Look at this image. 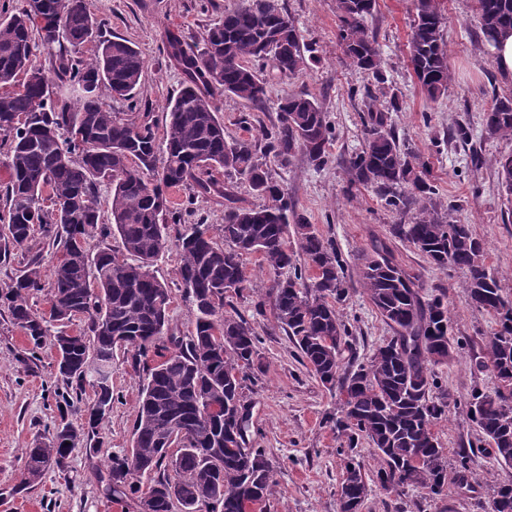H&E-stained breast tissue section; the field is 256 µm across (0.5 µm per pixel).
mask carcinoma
I'll list each match as a JSON object with an SVG mask.
<instances>
[{"mask_svg":"<svg viewBox=\"0 0 512 512\" xmlns=\"http://www.w3.org/2000/svg\"><path fill=\"white\" fill-rule=\"evenodd\" d=\"M481 33L495 47L512 29V0H477ZM375 0H336L340 38L352 64L381 72V57L365 19ZM442 15L436 0H416L411 35V64L424 96H444L451 80ZM41 45L58 49L57 73L64 90L52 96L50 77L33 61L32 32ZM195 49L178 31L168 33L166 54L184 74L179 92L165 108V130L138 123L112 111L101 88L127 101L135 97L144 68L141 54L128 41L105 36L103 23L87 0H27L19 13L0 12V84L13 90L0 95V141L8 145L9 181L0 194V262L12 250L27 251L21 274L8 291L13 324L33 347L56 349L62 381L95 399L88 407L87 431L61 423L54 439L24 450L21 492L45 469H62L78 442H89L112 409V355L131 346L133 365L145 372L134 424L133 445L97 471L104 498L141 512H244V505L267 501L275 482L264 452L248 447L249 403L244 382L255 369L259 338L239 314L224 313L227 295L244 296L251 288L241 256L260 254L269 268H290L287 278L272 281L275 319L320 382L338 392L337 437L355 453L364 438L378 460L376 483L399 496L408 489L439 495L448 485V459L432 431L448 408L434 367L453 358L448 333V304L435 295L425 300L415 281L387 254L369 260L362 274L364 292L394 336L353 370L342 356L351 350L349 331L336 309L346 294L345 266L333 241L311 230L284 190L273 180L267 158L286 165L298 152L320 167L329 159L332 129L319 102L309 95L280 101L278 123L259 136L229 141L212 101L219 89L247 102H262L267 84L256 63L270 60L285 76H294L315 57L305 54L299 30L276 0L252 3L224 13ZM97 43L93 57L69 54ZM364 147L345 163L351 185L371 186L398 211L416 207L403 236L438 267L451 265L469 274L467 300L494 313L497 330L485 337L483 356L474 365L498 381L492 393L477 392L469 402L472 422L488 448L485 452L512 467V301L484 265L485 247L466 224L439 215L433 188L417 169L409 149L388 128L386 112L367 105ZM490 137L512 138V97L495 100L484 114ZM245 180L264 203L240 206L233 182H219L213 171ZM112 186L110 222H102L99 187ZM184 187L192 196L223 199L224 224L211 232L194 224L181 235L180 282L196 307L189 336L168 331L169 288L151 270L166 244L168 226L182 223V210L170 205L166 190ZM48 193L51 207L41 205ZM60 252L50 284L43 280L42 249L34 244V226ZM294 226L303 267L288 250V226ZM118 234L124 255L105 246L95 254L85 240ZM49 288L50 309L39 314L29 297ZM87 330L48 337L47 323L66 324L76 316ZM163 358L157 367L149 353ZM187 429L177 441L179 454L169 461L164 439ZM146 486L138 477L162 468ZM372 492L360 463L345 464L338 512H361ZM486 509L512 512V487L499 486Z\"/></svg>","mask_w":512,"mask_h":512,"instance_id":"1","label":"carcinoma"}]
</instances>
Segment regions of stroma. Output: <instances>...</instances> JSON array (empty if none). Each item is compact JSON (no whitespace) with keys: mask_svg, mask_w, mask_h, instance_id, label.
I'll return each instance as SVG.
<instances>
[{"mask_svg":"<svg viewBox=\"0 0 512 512\" xmlns=\"http://www.w3.org/2000/svg\"><path fill=\"white\" fill-rule=\"evenodd\" d=\"M243 2L89 0L105 33L124 38L141 53L145 64L135 97L149 102L156 132H163L164 108L182 82L166 57V32L181 30L189 45L201 46L206 28ZM278 6L292 17L317 62L290 77L264 64L268 95L259 105L230 93L216 95L224 135L229 140L246 138L272 127L278 101L286 95L307 94L318 100L332 126L329 161L318 167L298 153L287 165L271 163L272 174L298 212L319 235L333 239L342 254L349 292L338 310L351 333L357 361H366L394 334L362 286V271L374 243L389 246L396 263L415 276L422 296H446L457 346L454 360L435 369L449 400L433 430L449 467H456L459 449L477 444L480 436L469 415L471 396L496 386L490 372L471 365L483 338L496 330V318L469 304L466 270L435 266L395 234L405 216L373 188L349 185L344 162L364 145L367 104L381 109L391 96H398L400 108L389 112V127L426 164L439 212L453 223L468 225L484 243L485 265L498 277L504 296L512 299V201L499 179V161L512 155V139L488 137L483 125L493 99L512 96V78L501 76L495 67L493 50L481 35L475 0H439L451 81L436 101L421 92L410 65L415 0H377L365 20L382 56L379 79L346 59L336 0H278ZM245 114L250 117L246 124L240 121ZM461 127L468 129V140L456 138ZM167 197L172 206L189 209V223L215 228L224 221V208L213 199L190 198L181 187L168 189ZM184 231L181 225L168 228L165 247L153 264L157 278L171 289L169 328L178 336L190 335L195 325L194 308L178 278V238ZM242 263L253 289L246 298L225 303L224 310L246 318L260 339L261 369L246 381L244 393L251 405L249 445L263 449L273 470L269 512H337L345 443L328 421L336 411V396L302 363L276 322L267 292L271 272L261 255H243ZM131 356V351L119 349L112 358V409L97 428L100 453L92 456L77 448L65 470H47L24 493L9 495L24 466L23 449L54 433L67 387L57 374L56 350L48 344L33 349L24 331L0 309V512H125L124 505L102 497L95 471L105 467L109 456L124 454L131 446L142 389ZM470 467L468 487L452 482L440 495L414 489L401 497L376 488L361 512H481L480 503L491 500L494 488L512 481V469L483 453L473 456Z\"/></svg>","mask_w":512,"mask_h":512,"instance_id":"stroma-1","label":"stroma"}]
</instances>
